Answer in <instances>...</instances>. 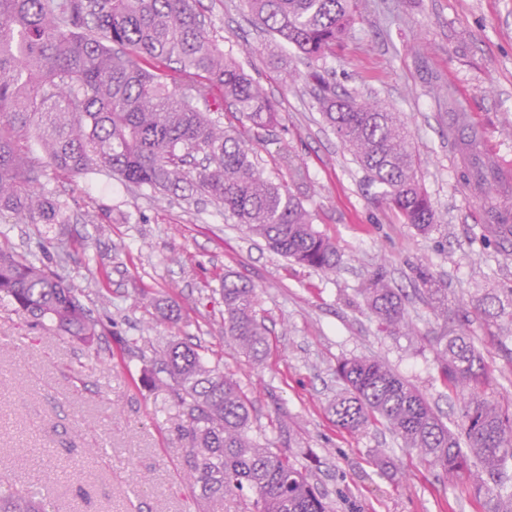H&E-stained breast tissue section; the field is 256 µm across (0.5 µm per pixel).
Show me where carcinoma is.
<instances>
[{
    "label": "carcinoma",
    "mask_w": 512,
    "mask_h": 512,
    "mask_svg": "<svg viewBox=\"0 0 512 512\" xmlns=\"http://www.w3.org/2000/svg\"><path fill=\"white\" fill-rule=\"evenodd\" d=\"M197 0H0V213L29 224H61L66 205L42 182L45 168L107 172L151 193L183 197L195 191L294 262L324 272L340 264L336 245L313 226L310 212L287 185L255 166L245 134L278 124L279 112L235 62L224 58L205 29ZM260 28L278 46L308 60L336 51L351 35L355 0H246ZM306 81L324 122L352 152L370 184L405 224L426 234L436 214L417 176L419 159L400 113L384 104L336 93L319 70ZM247 122L224 126V108ZM448 136L458 149L479 141L467 113L448 93ZM35 130L41 153L20 140ZM484 241H512V222L488 204ZM433 310L448 312L444 288L416 272ZM224 335L258 362L267 329L258 318L256 289L224 276ZM0 299L38 324L48 322L87 348L100 324L74 288L40 258L0 248ZM364 302L381 330L411 332L403 297L376 275ZM501 343L512 340V311L498 304ZM437 363L459 397V432L448 429L426 397L378 359L343 360L344 389L330 405L336 426L359 433L380 423L438 468L454 485L476 475L473 492L485 512H512V411L483 395L488 374L470 334L435 337ZM183 418L187 465L205 498L222 497L242 512H330L312 473L287 451L250 435V401L237 381L206 363L184 342L153 351ZM0 512H52L40 492L0 479Z\"/></svg>",
    "instance_id": "carcinoma-1"
}]
</instances>
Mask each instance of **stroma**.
<instances>
[{
  "label": "stroma",
  "instance_id": "1",
  "mask_svg": "<svg viewBox=\"0 0 512 512\" xmlns=\"http://www.w3.org/2000/svg\"><path fill=\"white\" fill-rule=\"evenodd\" d=\"M202 3L226 57L279 107L278 125L249 143L254 162L291 185L341 263L325 273L287 260L198 196L166 200L104 173L47 168L44 183L67 204L64 223L2 213L0 245L58 272L104 334L87 349L0 300V478L40 489L56 512H238L201 497L187 477L182 419L152 383L144 348L179 340L239 383L252 404V434L290 448L332 512H484L470 480L444 484L383 426L347 433L328 406L341 387L338 363L376 357L455 427L460 404L439 374L433 339L462 324L489 374L485 397L512 406V358L483 313L489 298L512 291V258L478 238L486 198L460 180L448 101L436 91L450 86L487 141L512 155V0H357L351 37L311 65L293 47L272 50L243 0ZM286 68L296 81H283ZM312 68L337 89L402 113L438 217L434 231L402 223L379 186L367 185L305 83ZM296 167L304 179L294 180ZM421 266L447 289V316L435 315L420 289ZM379 272L405 292L414 335L382 333L365 306L361 290ZM228 274L257 290L269 338L262 362L224 334Z\"/></svg>",
  "mask_w": 512,
  "mask_h": 512
}]
</instances>
